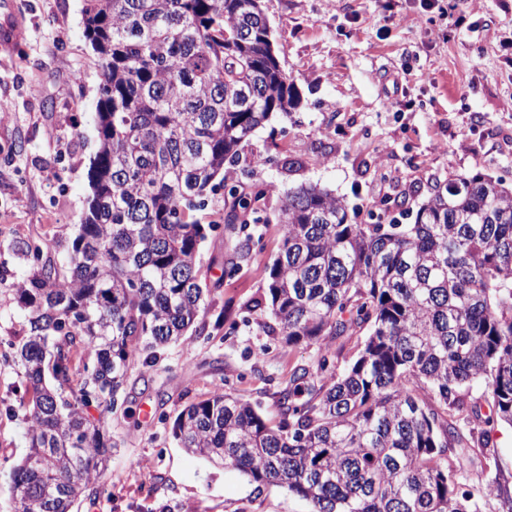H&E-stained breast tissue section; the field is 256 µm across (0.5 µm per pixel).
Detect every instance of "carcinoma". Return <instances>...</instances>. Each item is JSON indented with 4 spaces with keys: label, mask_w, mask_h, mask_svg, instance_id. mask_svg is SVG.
<instances>
[{
    "label": "carcinoma",
    "mask_w": 512,
    "mask_h": 512,
    "mask_svg": "<svg viewBox=\"0 0 512 512\" xmlns=\"http://www.w3.org/2000/svg\"><path fill=\"white\" fill-rule=\"evenodd\" d=\"M102 68L88 212L61 262L22 247L30 274L9 285L25 336L28 446L14 467L15 512H74L115 444L92 405L114 410L131 365L179 341L210 289L199 246L224 166L299 98L269 42L262 0H84ZM272 184L232 185L227 224H268ZM281 244L265 267L268 333L319 345L295 370L279 419L216 386L172 436L236 470L260 496L282 488L309 512H512L499 475L478 490L461 472L488 431L460 426V390L485 387L483 423L512 426V187L479 174L436 182L413 224H356L317 184L283 192ZM365 332L342 371L327 339ZM459 471L448 469V455Z\"/></svg>",
    "instance_id": "cac0c4a2"
}]
</instances>
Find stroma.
I'll return each instance as SVG.
<instances>
[{"mask_svg": "<svg viewBox=\"0 0 512 512\" xmlns=\"http://www.w3.org/2000/svg\"><path fill=\"white\" fill-rule=\"evenodd\" d=\"M24 38L0 52V341L22 335L25 313L8 285L29 272L23 243L47 241L62 258L87 209L88 169L97 151L95 112L100 66L84 36L82 0H16ZM463 20L457 29L421 0H263L280 64L299 95L226 165V184L253 166V178L282 192L316 183L370 223H414L436 181L481 174L512 184V0H440ZM413 79L398 81L402 70ZM260 156L278 165L255 166ZM281 242L277 224H250L203 243L197 263L211 294L197 331L165 347L150 365L135 363L121 403L104 414L117 447L77 512H309L307 503L272 488L252 498L230 468L186 453L170 429L216 383L260 405L269 418L290 374L313 365L314 345L287 346L267 335L265 311L246 303L263 295V267ZM237 263L234 278L225 266ZM23 374L0 361V512H13L9 474L27 447L19 406ZM495 456L471 448L470 484L500 474L512 482V427L490 433ZM155 476L143 482L144 472Z\"/></svg>", "mask_w": 512, "mask_h": 512, "instance_id": "35a3bbf8", "label": "stroma"}]
</instances>
